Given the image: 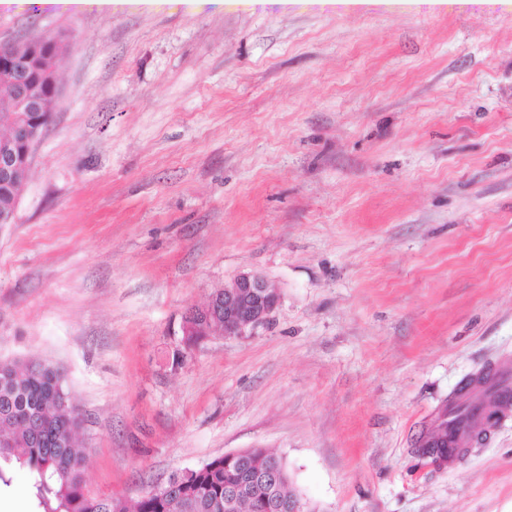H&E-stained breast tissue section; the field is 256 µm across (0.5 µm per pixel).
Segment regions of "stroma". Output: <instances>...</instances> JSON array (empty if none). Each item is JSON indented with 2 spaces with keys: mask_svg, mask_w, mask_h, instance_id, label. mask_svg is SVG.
<instances>
[{
  "mask_svg": "<svg viewBox=\"0 0 512 512\" xmlns=\"http://www.w3.org/2000/svg\"><path fill=\"white\" fill-rule=\"evenodd\" d=\"M27 35L65 48L0 224V359L64 367L90 493L261 448L315 512H512V419L415 451L512 372V0L0 5ZM243 272L270 324L185 348ZM27 173L24 171L19 173L12 186H0V214L16 211L17 200L22 191Z\"/></svg>",
  "mask_w": 512,
  "mask_h": 512,
  "instance_id": "stroma-1",
  "label": "stroma"
}]
</instances>
